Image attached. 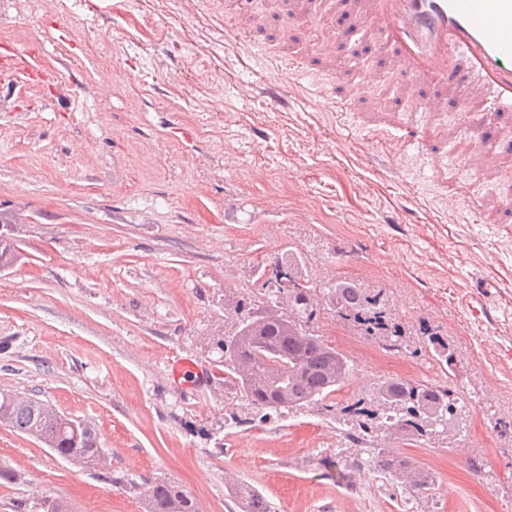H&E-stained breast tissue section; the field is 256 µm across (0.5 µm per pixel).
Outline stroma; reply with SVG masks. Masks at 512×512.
I'll return each mask as SVG.
<instances>
[{
    "mask_svg": "<svg viewBox=\"0 0 512 512\" xmlns=\"http://www.w3.org/2000/svg\"><path fill=\"white\" fill-rule=\"evenodd\" d=\"M235 0H0V47L34 55L41 76L0 78V212L19 257L0 272V389L35 394L92 422L111 478L69 464L0 424V512L38 498L70 512H142L139 488L178 482L202 512H243L226 473L270 512H512V178L471 183L463 118L430 119L448 141V178L420 150L385 157L360 115L397 111L366 28L346 41L328 89L358 87L352 108L283 90L318 72L319 25L290 0H260L253 36L235 35ZM399 167L401 178L391 169ZM463 193L457 222L443 206ZM300 250L314 279L351 275L383 289L409 330L439 324L448 377L410 337L395 358L334 314L314 325L351 374L333 400L388 377L448 384L462 430L452 444L404 446L430 487L410 496L350 442L335 412L254 409L224 373L225 305L259 300L262 271ZM197 371L181 380L172 360Z\"/></svg>",
    "mask_w": 512,
    "mask_h": 512,
    "instance_id": "35a3bbf8",
    "label": "stroma"
}]
</instances>
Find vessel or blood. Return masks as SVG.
Returning <instances> with one entry per match:
<instances>
[{"label":"vessel or blood","mask_w":512,"mask_h":512,"mask_svg":"<svg viewBox=\"0 0 512 512\" xmlns=\"http://www.w3.org/2000/svg\"><path fill=\"white\" fill-rule=\"evenodd\" d=\"M344 11L355 23L378 25L391 44L384 63L403 81L400 104L417 100L430 117L465 112L475 100L512 112V0H345ZM0 73L29 81L38 70L28 57L7 51L0 54ZM462 136L474 182L497 173L503 147L491 120L468 121ZM381 139L401 151H424L433 177L447 178L444 145L427 141L422 121L388 123Z\"/></svg>","instance_id":"b4317fda"}]
</instances>
